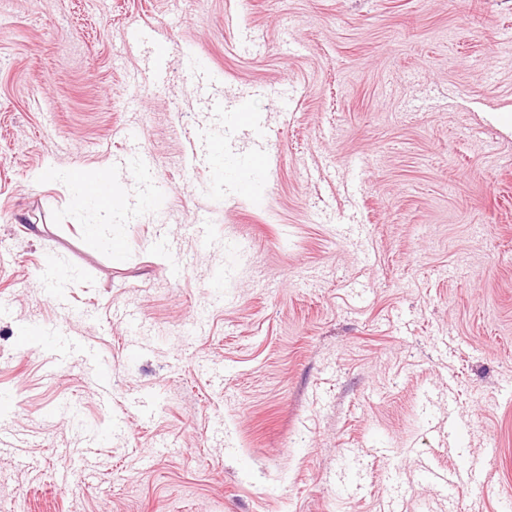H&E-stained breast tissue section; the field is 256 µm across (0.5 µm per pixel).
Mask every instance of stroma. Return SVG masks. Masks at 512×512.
<instances>
[{
  "mask_svg": "<svg viewBox=\"0 0 512 512\" xmlns=\"http://www.w3.org/2000/svg\"><path fill=\"white\" fill-rule=\"evenodd\" d=\"M1 26L0 512H438L427 472L467 460L462 512H501L512 0H0ZM271 129L243 196L222 170ZM31 321L54 342L24 353ZM89 378L95 383L97 396L104 407L112 404V366L106 361H95L88 369Z\"/></svg>",
  "mask_w": 512,
  "mask_h": 512,
  "instance_id": "obj_1",
  "label": "stroma"
}]
</instances>
